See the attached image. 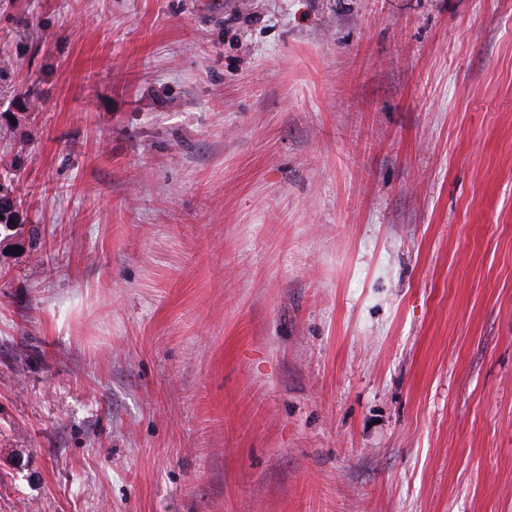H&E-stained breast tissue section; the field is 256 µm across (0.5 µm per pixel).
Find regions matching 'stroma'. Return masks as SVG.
Here are the masks:
<instances>
[{
    "instance_id": "stroma-1",
    "label": "stroma",
    "mask_w": 512,
    "mask_h": 512,
    "mask_svg": "<svg viewBox=\"0 0 512 512\" xmlns=\"http://www.w3.org/2000/svg\"><path fill=\"white\" fill-rule=\"evenodd\" d=\"M5 170L0 512H512V0H0Z\"/></svg>"
}]
</instances>
